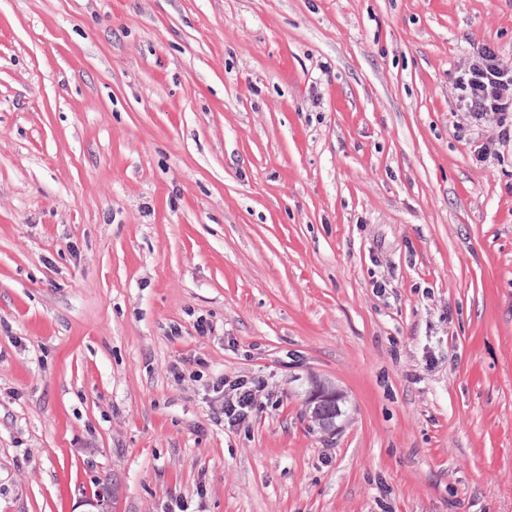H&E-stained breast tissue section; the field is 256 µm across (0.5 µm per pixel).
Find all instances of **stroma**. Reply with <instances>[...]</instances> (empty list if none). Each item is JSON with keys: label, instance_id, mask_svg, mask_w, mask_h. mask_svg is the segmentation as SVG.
Segmentation results:
<instances>
[{"label": "stroma", "instance_id": "stroma-1", "mask_svg": "<svg viewBox=\"0 0 512 512\" xmlns=\"http://www.w3.org/2000/svg\"><path fill=\"white\" fill-rule=\"evenodd\" d=\"M483 43L512 0H0V512H512ZM455 91L458 110L473 130L489 128L495 134V142L475 149V160L483 162L495 145L512 141V64L494 46L482 44L459 67ZM213 392L222 396L223 403L219 408V417H225L229 423L243 422L253 410L260 407L258 401L257 385L253 381L238 380L233 383L219 378L212 381L211 384ZM228 395V398L223 395Z\"/></svg>", "mask_w": 512, "mask_h": 512}]
</instances>
